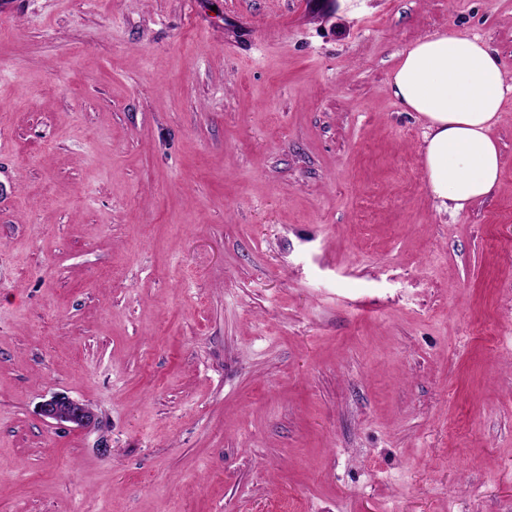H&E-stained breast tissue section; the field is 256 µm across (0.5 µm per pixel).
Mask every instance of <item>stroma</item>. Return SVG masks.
<instances>
[{"instance_id":"obj_1","label":"stroma","mask_w":512,"mask_h":512,"mask_svg":"<svg viewBox=\"0 0 512 512\" xmlns=\"http://www.w3.org/2000/svg\"><path fill=\"white\" fill-rule=\"evenodd\" d=\"M448 31L512 82V0H0V512H512V95L455 211L391 89ZM40 413L59 425L74 428L88 427L94 420V414L87 404L60 393L44 400Z\"/></svg>"}]
</instances>
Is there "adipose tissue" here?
Listing matches in <instances>:
<instances>
[{"mask_svg": "<svg viewBox=\"0 0 512 512\" xmlns=\"http://www.w3.org/2000/svg\"><path fill=\"white\" fill-rule=\"evenodd\" d=\"M391 88L404 111L428 121L422 168L430 192L458 210L490 195L502 170L490 129L512 91L498 55L479 39L435 34L402 53Z\"/></svg>", "mask_w": 512, "mask_h": 512, "instance_id": "ef3b65f1", "label": "adipose tissue"}]
</instances>
